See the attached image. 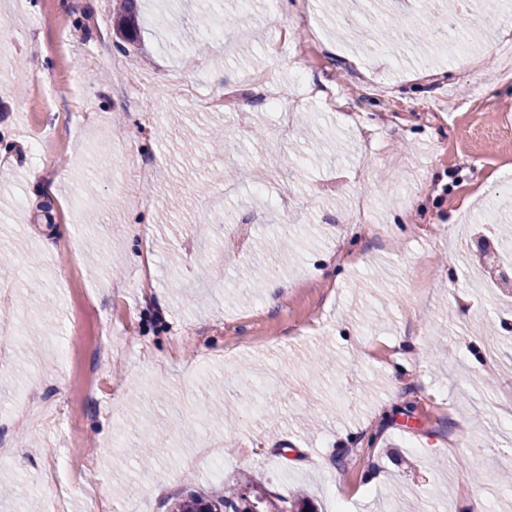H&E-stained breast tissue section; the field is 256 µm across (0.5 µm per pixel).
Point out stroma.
<instances>
[{"label":"stroma","mask_w":512,"mask_h":512,"mask_svg":"<svg viewBox=\"0 0 512 512\" xmlns=\"http://www.w3.org/2000/svg\"><path fill=\"white\" fill-rule=\"evenodd\" d=\"M359 2L144 0L120 51L111 0H0V512H170L256 468L313 512H512V312L467 262L497 225L512 278V9ZM450 7L464 45L414 41ZM275 145L276 183L236 177ZM215 216L246 230L202 245Z\"/></svg>","instance_id":"35a3bbf8"}]
</instances>
